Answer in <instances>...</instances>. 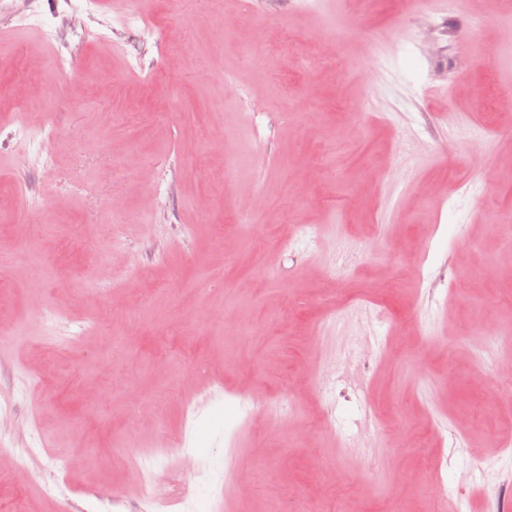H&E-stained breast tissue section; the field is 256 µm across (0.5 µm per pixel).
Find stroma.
Wrapping results in <instances>:
<instances>
[{
  "label": "stroma",
  "mask_w": 512,
  "mask_h": 512,
  "mask_svg": "<svg viewBox=\"0 0 512 512\" xmlns=\"http://www.w3.org/2000/svg\"><path fill=\"white\" fill-rule=\"evenodd\" d=\"M142 10L187 28L198 59L159 54L118 10L88 18L123 33L119 50L71 52L98 110L91 124L60 101L50 44L0 0V41L27 52L32 96L52 101L30 113V163L17 169L20 72L0 56V248L32 261L22 280L0 269V512H101L141 489L136 472L155 449L169 467L185 460L178 442L198 403L222 397L235 417L241 390H284L291 403L237 419L206 448L195 506L217 496L223 512H431L425 478L437 473L465 512H481L473 489L512 469L499 453L512 440V378L471 353L497 334L512 356V60L496 53L512 44V0ZM330 43L335 64H317ZM103 67L112 86L94 83ZM462 119L486 138L464 137ZM92 136L103 147L88 155ZM203 193L206 215L194 206ZM115 194L124 207L112 218ZM154 194L146 237L140 202ZM33 201L51 227L31 221ZM303 224L318 238L299 237ZM117 234L127 247L112 254L116 280L87 287ZM35 288L54 324L23 340ZM195 307L212 317L188 335ZM129 308L143 315L130 332ZM58 457L64 472L45 481L39 463Z\"/></svg>",
  "instance_id": "stroma-1"
}]
</instances>
